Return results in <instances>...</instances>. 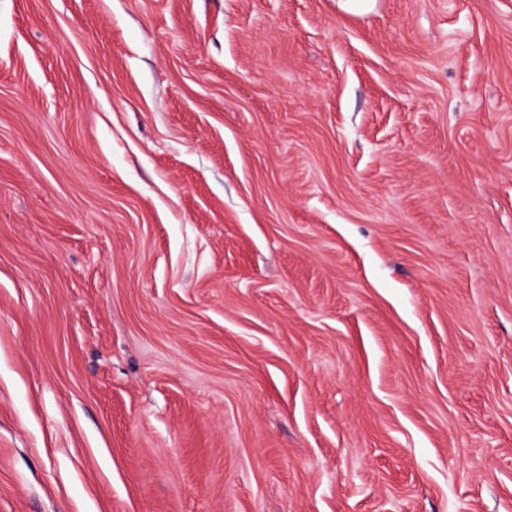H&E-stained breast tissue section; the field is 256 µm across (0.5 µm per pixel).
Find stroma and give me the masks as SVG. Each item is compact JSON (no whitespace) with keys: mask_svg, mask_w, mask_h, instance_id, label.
Segmentation results:
<instances>
[{"mask_svg":"<svg viewBox=\"0 0 512 512\" xmlns=\"http://www.w3.org/2000/svg\"><path fill=\"white\" fill-rule=\"evenodd\" d=\"M0 512H512V0H0Z\"/></svg>","mask_w":512,"mask_h":512,"instance_id":"stroma-1","label":"stroma"}]
</instances>
